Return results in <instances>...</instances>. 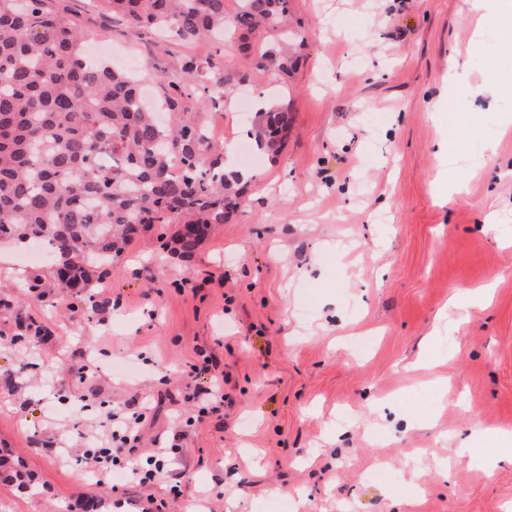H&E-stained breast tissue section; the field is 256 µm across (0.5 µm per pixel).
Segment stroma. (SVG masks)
Segmentation results:
<instances>
[{
	"mask_svg": "<svg viewBox=\"0 0 512 512\" xmlns=\"http://www.w3.org/2000/svg\"><path fill=\"white\" fill-rule=\"evenodd\" d=\"M50 4L126 69H249L253 102L293 123L272 161L243 151L249 112H209L252 175L240 211L188 258L157 243L178 224L154 225L73 305L47 258L0 242V512H512V465L457 452L475 410L480 453L512 456V0L469 24L462 0H293L306 44L284 88L220 41L146 55L153 34L108 0ZM202 351L226 395L203 417L183 399ZM132 396L157 446L195 423L167 477L98 487L75 455L100 402Z\"/></svg>",
	"mask_w": 512,
	"mask_h": 512,
	"instance_id": "1",
	"label": "stroma"
}]
</instances>
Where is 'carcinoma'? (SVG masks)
Segmentation results:
<instances>
[{
  "label": "carcinoma",
  "mask_w": 512,
  "mask_h": 512,
  "mask_svg": "<svg viewBox=\"0 0 512 512\" xmlns=\"http://www.w3.org/2000/svg\"><path fill=\"white\" fill-rule=\"evenodd\" d=\"M134 31L161 30L184 42L231 34L241 51L256 34L270 39L254 68L287 77L303 36L290 27L291 0H111ZM79 25L47 0H0V240L36 242L52 260L62 298L77 297L140 234L174 219L187 225L175 243L192 255L212 225L241 205L248 180L224 164L209 140L205 108L248 74L208 60L207 80L190 56L177 75L157 79L168 122L142 97L143 77L90 61ZM291 127L282 103L266 102L247 132L257 150L279 156Z\"/></svg>",
  "instance_id": "1"
}]
</instances>
